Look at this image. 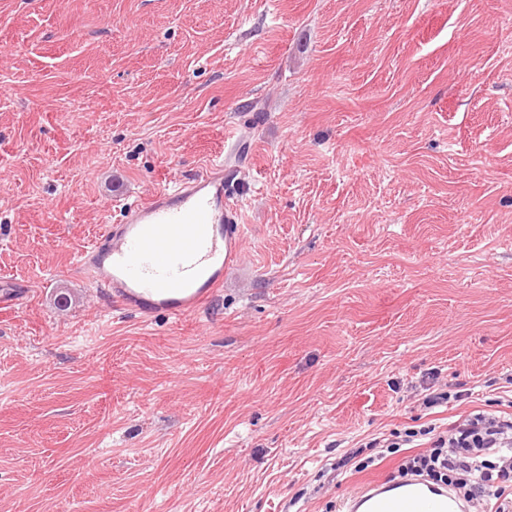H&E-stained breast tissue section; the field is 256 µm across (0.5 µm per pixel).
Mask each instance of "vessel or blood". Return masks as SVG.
Here are the masks:
<instances>
[{
  "instance_id": "1",
  "label": "vessel or blood",
  "mask_w": 512,
  "mask_h": 512,
  "mask_svg": "<svg viewBox=\"0 0 512 512\" xmlns=\"http://www.w3.org/2000/svg\"><path fill=\"white\" fill-rule=\"evenodd\" d=\"M238 151V140L228 139L223 158L196 176L128 204L119 223L82 252L80 267L122 309L175 319L196 314L242 259L239 214L224 207ZM345 512H471V506L448 486L413 476L397 487L381 480L359 486Z\"/></svg>"
}]
</instances>
